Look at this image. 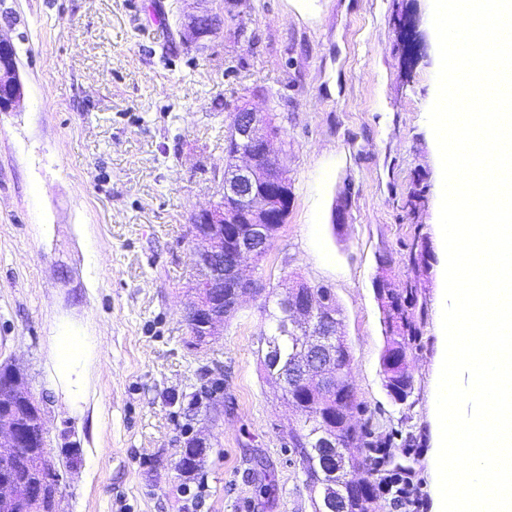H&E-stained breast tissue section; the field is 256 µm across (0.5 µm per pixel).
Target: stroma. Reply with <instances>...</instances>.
<instances>
[{
  "label": "stroma",
  "instance_id": "obj_1",
  "mask_svg": "<svg viewBox=\"0 0 512 512\" xmlns=\"http://www.w3.org/2000/svg\"><path fill=\"white\" fill-rule=\"evenodd\" d=\"M205 10L224 15L205 49L163 50L161 26ZM0 35L25 91L0 112V362L20 366L44 411L61 512H313L288 445L294 415L259 354L264 302L293 281L334 294L356 422L435 512L445 251L432 0H0ZM247 101L281 129L293 205L257 270L268 299L244 298L196 349L189 220L216 198L224 135ZM419 231L433 261L417 278L414 393L398 407L381 383L373 279L383 255L396 280L409 275ZM59 326L98 343L82 416L49 379ZM199 434L208 446L188 475L175 461Z\"/></svg>",
  "mask_w": 512,
  "mask_h": 512
}]
</instances>
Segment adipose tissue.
I'll list each match as a JSON object with an SVG mask.
<instances>
[{
  "label": "adipose tissue",
  "mask_w": 512,
  "mask_h": 512,
  "mask_svg": "<svg viewBox=\"0 0 512 512\" xmlns=\"http://www.w3.org/2000/svg\"><path fill=\"white\" fill-rule=\"evenodd\" d=\"M95 351L94 337L78 330H60L51 338L50 378L71 414H85L88 408Z\"/></svg>",
  "instance_id": "1"
}]
</instances>
